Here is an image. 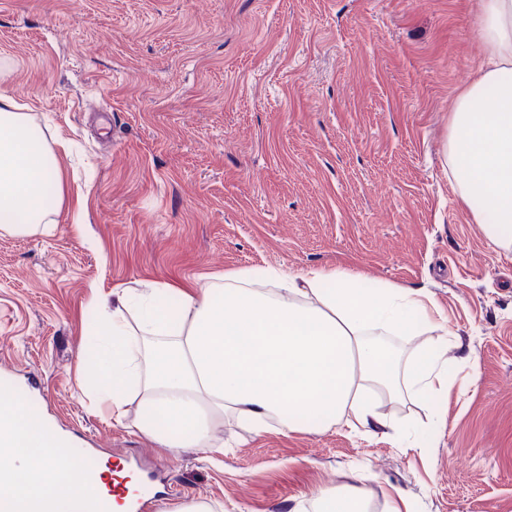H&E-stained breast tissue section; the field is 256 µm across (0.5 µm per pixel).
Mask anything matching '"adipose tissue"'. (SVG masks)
I'll return each mask as SVG.
<instances>
[{
    "instance_id": "adipose-tissue-1",
    "label": "adipose tissue",
    "mask_w": 512,
    "mask_h": 512,
    "mask_svg": "<svg viewBox=\"0 0 512 512\" xmlns=\"http://www.w3.org/2000/svg\"><path fill=\"white\" fill-rule=\"evenodd\" d=\"M477 23L487 61L448 116V176L485 239L511 251L512 0H480ZM61 203L62 169L46 130L0 93V230L35 232ZM89 309L79 386L116 420L136 403L139 432L167 448L211 447L214 426L228 417L257 435L273 423L383 434L391 424L374 414L377 396L445 395L454 385L441 351L406 360L373 336L442 329L434 302L341 269H240L192 293L150 282L111 318L99 299ZM0 424V454L13 458L0 470V497L72 512L74 477L25 404L1 394ZM47 483L50 498L41 494Z\"/></svg>"
}]
</instances>
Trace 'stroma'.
I'll use <instances>...</instances> for the list:
<instances>
[{
  "mask_svg": "<svg viewBox=\"0 0 512 512\" xmlns=\"http://www.w3.org/2000/svg\"><path fill=\"white\" fill-rule=\"evenodd\" d=\"M479 0H0V88L74 148L49 231L0 232V372L73 446L170 472L161 512H512V252L458 202L444 144L485 60ZM254 266L343 268L429 292L457 387L339 426L166 448L75 382L93 293L117 307ZM318 512H364L366 506L359 496L357 486H351L347 495L339 494L333 489L318 491L312 496Z\"/></svg>",
  "mask_w": 512,
  "mask_h": 512,
  "instance_id": "stroma-1",
  "label": "stroma"
}]
</instances>
